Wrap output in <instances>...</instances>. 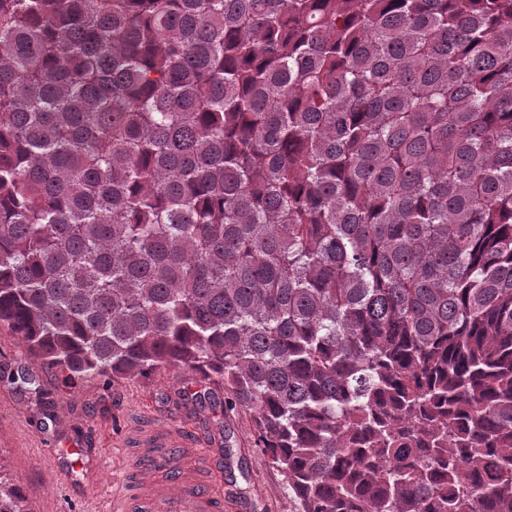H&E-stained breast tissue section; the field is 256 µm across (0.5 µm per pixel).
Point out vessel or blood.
I'll list each match as a JSON object with an SVG mask.
<instances>
[{"instance_id":"obj_1","label":"vessel or blood","mask_w":512,"mask_h":512,"mask_svg":"<svg viewBox=\"0 0 512 512\" xmlns=\"http://www.w3.org/2000/svg\"><path fill=\"white\" fill-rule=\"evenodd\" d=\"M134 463L125 474V492L113 503L114 512H224L222 477L212 458L189 471L179 460L192 457L200 444L177 425L151 427L133 433Z\"/></svg>"}]
</instances>
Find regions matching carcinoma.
Here are the masks:
<instances>
[{
  "label": "carcinoma",
  "mask_w": 512,
  "mask_h": 512,
  "mask_svg": "<svg viewBox=\"0 0 512 512\" xmlns=\"http://www.w3.org/2000/svg\"><path fill=\"white\" fill-rule=\"evenodd\" d=\"M0 333L296 512H512V0H0Z\"/></svg>",
  "instance_id": "carcinoma-1"
}]
</instances>
